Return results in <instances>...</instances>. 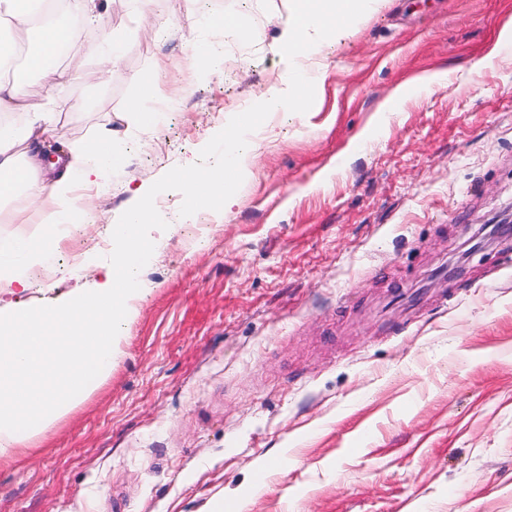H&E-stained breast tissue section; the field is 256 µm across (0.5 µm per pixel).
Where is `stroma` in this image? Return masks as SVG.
<instances>
[{"instance_id": "obj_1", "label": "stroma", "mask_w": 512, "mask_h": 512, "mask_svg": "<svg viewBox=\"0 0 512 512\" xmlns=\"http://www.w3.org/2000/svg\"><path fill=\"white\" fill-rule=\"evenodd\" d=\"M138 7L111 16L121 66L103 69L86 26L72 55L96 83L28 82L61 149L110 131L122 157L43 260L59 294L111 263L133 188L288 87V0H198L190 17L152 0L144 26ZM216 17L261 35L212 38ZM511 22L512 0H371L295 65L314 104L249 135L223 220L159 194L168 227L112 375L0 465V512H512V234L477 243L512 224ZM155 55V126L127 133ZM46 220L0 206V237L39 239Z\"/></svg>"}]
</instances>
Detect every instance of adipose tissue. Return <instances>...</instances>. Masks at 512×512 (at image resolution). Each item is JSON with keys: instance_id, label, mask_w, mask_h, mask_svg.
<instances>
[{"instance_id": "1", "label": "adipose tissue", "mask_w": 512, "mask_h": 512, "mask_svg": "<svg viewBox=\"0 0 512 512\" xmlns=\"http://www.w3.org/2000/svg\"><path fill=\"white\" fill-rule=\"evenodd\" d=\"M44 2L0 0V19L14 37L30 42L25 78L0 80V113L20 118L16 124L0 123V202L23 198L27 208L50 210L54 222L63 224L81 206L73 179L88 186L98 183L101 164L112 155V138L74 145L54 163L44 164L38 147L53 132L55 115L32 101L27 79L35 77L49 90L64 77L83 76L76 62L69 71L58 68L60 52L76 41L79 23L95 19L99 7L114 11L116 0L102 5L72 0L74 23L50 20L30 30L33 7ZM134 195L123 222L110 227L112 262L90 288L29 299L33 281L25 268L40 264L59 237L48 233L36 246L25 239H0V463L24 454L38 428L71 409L76 391L91 389L112 374L113 334L132 314L141 258L151 247L142 233L150 215L149 195L142 188Z\"/></svg>"}]
</instances>
